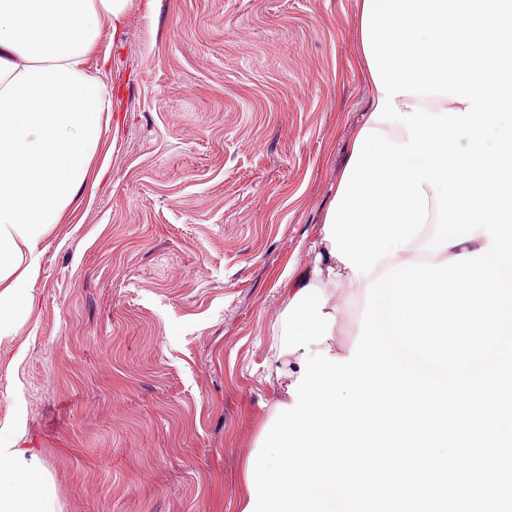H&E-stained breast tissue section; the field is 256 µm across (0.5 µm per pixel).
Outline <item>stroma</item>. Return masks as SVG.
Listing matches in <instances>:
<instances>
[{
    "mask_svg": "<svg viewBox=\"0 0 512 512\" xmlns=\"http://www.w3.org/2000/svg\"><path fill=\"white\" fill-rule=\"evenodd\" d=\"M361 0H131L95 183L0 341V425L60 512H240L286 382L284 287L370 107Z\"/></svg>",
    "mask_w": 512,
    "mask_h": 512,
    "instance_id": "obj_1",
    "label": "stroma"
}]
</instances>
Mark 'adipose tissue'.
<instances>
[{
  "label": "adipose tissue",
  "instance_id": "adipose-tissue-1",
  "mask_svg": "<svg viewBox=\"0 0 512 512\" xmlns=\"http://www.w3.org/2000/svg\"><path fill=\"white\" fill-rule=\"evenodd\" d=\"M129 0H0V341L15 336L31 307L38 245L61 223L85 184L109 129L110 86L90 67L105 30L123 22ZM306 274L325 310L368 279L317 239ZM18 423L0 426V512H60L54 481L38 453L18 447Z\"/></svg>",
  "mask_w": 512,
  "mask_h": 512
}]
</instances>
